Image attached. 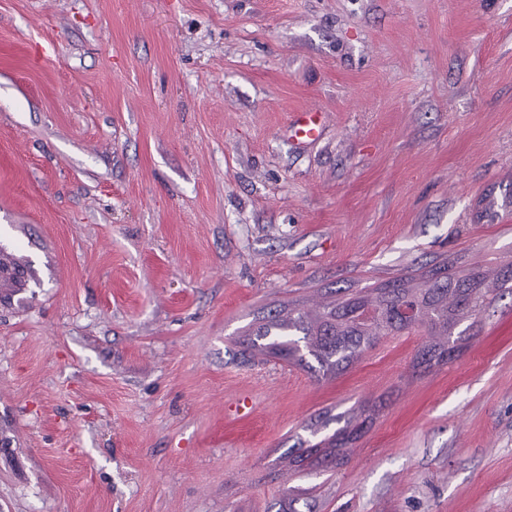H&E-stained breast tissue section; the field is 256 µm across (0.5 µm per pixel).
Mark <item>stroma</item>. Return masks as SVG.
I'll list each match as a JSON object with an SVG mask.
<instances>
[{
  "mask_svg": "<svg viewBox=\"0 0 512 512\" xmlns=\"http://www.w3.org/2000/svg\"><path fill=\"white\" fill-rule=\"evenodd\" d=\"M0 245V512H512L511 293L432 366L245 342L512 265V0H0ZM291 122V139L298 144H307L318 139L321 132V112L315 109H304L294 114ZM8 264L2 265L0 269V284L5 288H26L28 286V270L25 266L8 260V256L4 255Z\"/></svg>",
  "mask_w": 512,
  "mask_h": 512,
  "instance_id": "35a3bbf8",
  "label": "stroma"
}]
</instances>
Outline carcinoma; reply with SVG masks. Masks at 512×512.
Wrapping results in <instances>:
<instances>
[{"mask_svg": "<svg viewBox=\"0 0 512 512\" xmlns=\"http://www.w3.org/2000/svg\"><path fill=\"white\" fill-rule=\"evenodd\" d=\"M28 270L14 262L0 267V285L5 288L28 286ZM512 269L493 279L480 273L455 276L438 273L420 288L394 283L374 289L370 297L350 296L319 307L314 313L291 311L260 326L253 347L284 357L303 359L307 350L322 373L328 375L357 359L379 336H389L410 329L401 318V306H418L420 326L435 341L428 344L421 362L448 360L454 347L449 339L456 326L466 318L476 317L487 305L512 289ZM359 426L347 420L333 434L337 450L356 434Z\"/></svg>", "mask_w": 512, "mask_h": 512, "instance_id": "carcinoma-1", "label": "carcinoma"}]
</instances>
